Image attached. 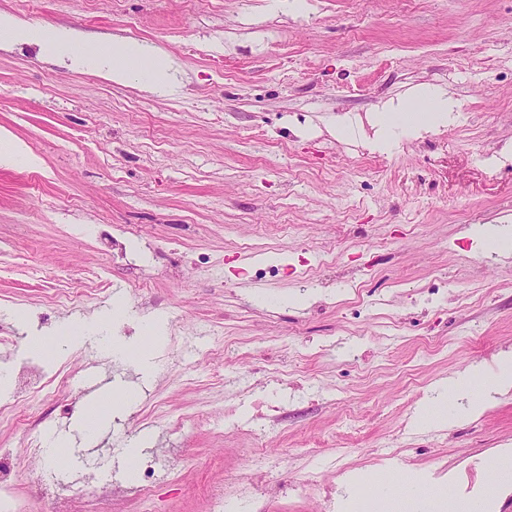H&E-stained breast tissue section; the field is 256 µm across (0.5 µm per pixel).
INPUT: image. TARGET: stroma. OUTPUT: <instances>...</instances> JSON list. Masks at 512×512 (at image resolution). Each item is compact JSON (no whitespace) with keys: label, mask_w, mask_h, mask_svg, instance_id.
Segmentation results:
<instances>
[{"label":"stroma","mask_w":512,"mask_h":512,"mask_svg":"<svg viewBox=\"0 0 512 512\" xmlns=\"http://www.w3.org/2000/svg\"><path fill=\"white\" fill-rule=\"evenodd\" d=\"M307 3L0 0L81 50L147 43L175 72L157 95L0 44V128L39 160L0 167V512H213L215 489L247 512L250 484L267 512H339L379 471L403 508L427 487L421 512H512L492 467L512 395L469 417L446 388L512 349V243L469 234L512 227V0ZM422 87L456 122L372 151L377 110ZM344 117L360 133L337 137ZM90 370L119 393L94 436ZM134 446L164 459L146 497Z\"/></svg>","instance_id":"1"}]
</instances>
